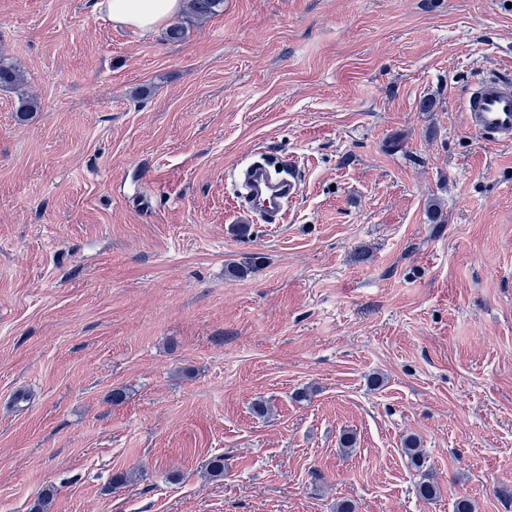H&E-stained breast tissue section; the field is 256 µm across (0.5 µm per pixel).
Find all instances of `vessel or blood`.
<instances>
[{"label": "vessel or blood", "mask_w": 512, "mask_h": 512, "mask_svg": "<svg viewBox=\"0 0 512 512\" xmlns=\"http://www.w3.org/2000/svg\"><path fill=\"white\" fill-rule=\"evenodd\" d=\"M467 126L494 144H512V76L494 73L479 79L464 100ZM245 174L254 188V198L247 211L278 222L288 204L300 192L298 173L276 181L261 168H247Z\"/></svg>", "instance_id": "vessel-or-blood-1"}]
</instances>
